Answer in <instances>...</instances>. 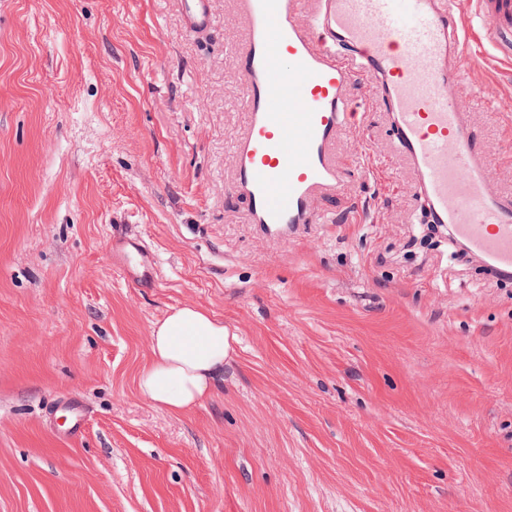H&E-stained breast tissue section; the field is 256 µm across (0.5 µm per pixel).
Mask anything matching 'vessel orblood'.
Segmentation results:
<instances>
[{
    "label": "vessel or blood",
    "mask_w": 512,
    "mask_h": 512,
    "mask_svg": "<svg viewBox=\"0 0 512 512\" xmlns=\"http://www.w3.org/2000/svg\"><path fill=\"white\" fill-rule=\"evenodd\" d=\"M485 38L512 62V0H475ZM247 112L230 190L257 234L279 241L331 222L320 203L344 195L350 166L336 140L354 123L350 95L370 82L406 160L420 221L448 229L452 248L492 281L512 284V193L489 176L490 153L464 100L470 29L459 0H234ZM190 35L211 29V0H181Z\"/></svg>",
    "instance_id": "b4317fda"
}]
</instances>
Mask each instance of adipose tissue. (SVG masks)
<instances>
[{
  "instance_id": "obj_1",
  "label": "adipose tissue",
  "mask_w": 512,
  "mask_h": 512,
  "mask_svg": "<svg viewBox=\"0 0 512 512\" xmlns=\"http://www.w3.org/2000/svg\"><path fill=\"white\" fill-rule=\"evenodd\" d=\"M239 345L234 328L207 309L196 304L172 308L151 328L138 392L168 413L190 411L210 397Z\"/></svg>"
}]
</instances>
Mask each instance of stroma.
Listing matches in <instances>:
<instances>
[{
  "label": "stroma",
  "instance_id": "stroma-1",
  "mask_svg": "<svg viewBox=\"0 0 512 512\" xmlns=\"http://www.w3.org/2000/svg\"><path fill=\"white\" fill-rule=\"evenodd\" d=\"M212 15L198 38L179 0H0V512H512V287L425 242L364 82L335 223L259 237L227 189L233 0ZM453 92L512 191V68ZM185 303L241 346L172 415L136 381ZM74 397L70 438L55 408Z\"/></svg>",
  "mask_w": 512,
  "mask_h": 512
}]
</instances>
